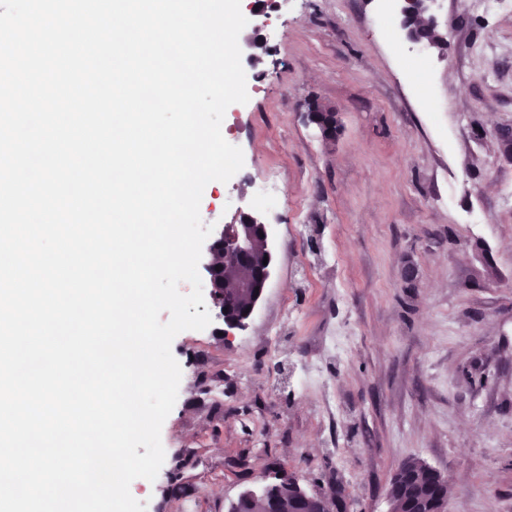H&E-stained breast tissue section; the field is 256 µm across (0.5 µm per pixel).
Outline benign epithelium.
I'll use <instances>...</instances> for the list:
<instances>
[{"label": "benign epithelium", "mask_w": 512, "mask_h": 512, "mask_svg": "<svg viewBox=\"0 0 512 512\" xmlns=\"http://www.w3.org/2000/svg\"><path fill=\"white\" fill-rule=\"evenodd\" d=\"M401 9L403 26L407 30V37L415 43L423 42L417 34L414 21L420 20L430 26H436L434 18L428 15L429 0H402ZM331 108L317 100L307 105L306 120L316 125L321 137L333 140L336 135L332 129L320 120L319 113L329 112ZM261 242L262 256L268 258L267 264H252V254L256 251L255 242ZM211 256L219 257L217 261H208L204 269L208 276L209 296L212 301L215 316L224 322V334L228 335L234 330H244L248 320L254 313L258 303L263 297L265 288L272 274L273 254L269 241L267 225L252 214H241V223L224 224L216 231V236L207 246ZM233 282V288L246 291L250 294L249 303L242 309H231L226 305L230 298L226 283ZM428 468V465L418 460L406 461L393 475L387 488L386 497L390 504V512H445L448 494V478L443 476L439 490H426L407 499V507H402L393 497V486L403 485L413 479L419 470ZM287 481L283 491L288 500L294 503L296 512H330L327 500L316 493H309L298 485L288 481L285 474H275L274 484L279 480Z\"/></svg>", "instance_id": "benign-epithelium-1"}]
</instances>
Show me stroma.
<instances>
[{
	"label": "stroma",
	"mask_w": 512,
	"mask_h": 512,
	"mask_svg": "<svg viewBox=\"0 0 512 512\" xmlns=\"http://www.w3.org/2000/svg\"><path fill=\"white\" fill-rule=\"evenodd\" d=\"M391 3L241 0L263 84L227 109L244 166L201 206L259 213L274 269L246 330L174 338L165 460L130 485L147 512H226L275 468L389 512L413 458L449 477L447 512H512V0H434L446 41L422 64ZM313 98L335 142L304 121ZM216 379L222 399H200Z\"/></svg>",
	"instance_id": "obj_1"
}]
</instances>
